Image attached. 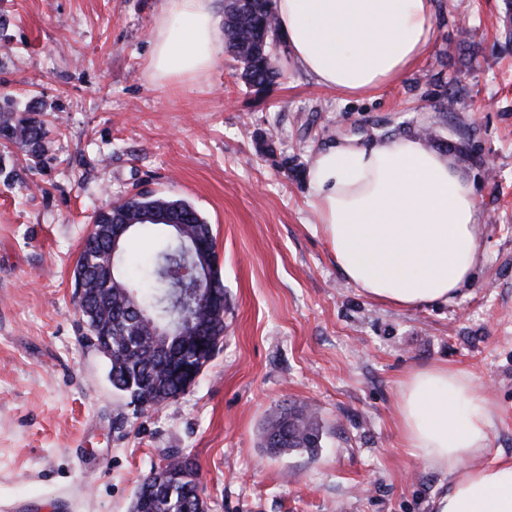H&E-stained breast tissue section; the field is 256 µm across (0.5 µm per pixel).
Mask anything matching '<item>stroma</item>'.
Wrapping results in <instances>:
<instances>
[{
	"mask_svg": "<svg viewBox=\"0 0 512 512\" xmlns=\"http://www.w3.org/2000/svg\"><path fill=\"white\" fill-rule=\"evenodd\" d=\"M161 0H0V97L44 111L48 150L0 148V512H129L167 454L209 512H430L451 478L402 445L399 383L447 364L494 421L476 466L512 458V42L507 0H435L433 46L366 95L317 85L278 49L257 97L222 53L153 78ZM437 131L476 188L484 249L449 303L405 310L347 282L316 231L314 154ZM270 136L275 154L260 152ZM139 189L211 224L224 339L180 399L137 413L82 343L72 273L96 210ZM312 407L316 455H273L279 405Z\"/></svg>",
	"mask_w": 512,
	"mask_h": 512,
	"instance_id": "1",
	"label": "stroma"
}]
</instances>
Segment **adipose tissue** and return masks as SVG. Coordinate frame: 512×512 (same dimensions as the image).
<instances>
[{
	"label": "adipose tissue",
	"instance_id": "obj_1",
	"mask_svg": "<svg viewBox=\"0 0 512 512\" xmlns=\"http://www.w3.org/2000/svg\"><path fill=\"white\" fill-rule=\"evenodd\" d=\"M294 63L315 83L363 95L400 81L434 41L433 0H275ZM156 77L211 68L223 44L213 0H162ZM312 207L346 280L406 309L453 301L482 251L481 209L455 159L416 135L320 152ZM405 447L453 477L431 512H512V459L470 468L493 415L463 370L438 364L400 383Z\"/></svg>",
	"mask_w": 512,
	"mask_h": 512
}]
</instances>
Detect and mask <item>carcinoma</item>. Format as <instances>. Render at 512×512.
Here are the masks:
<instances>
[{
	"label": "carcinoma",
	"instance_id": "obj_1",
	"mask_svg": "<svg viewBox=\"0 0 512 512\" xmlns=\"http://www.w3.org/2000/svg\"><path fill=\"white\" fill-rule=\"evenodd\" d=\"M256 8L240 12L237 0H224V38L227 51L240 63L239 78L252 83L271 84L280 76L273 47L280 39L279 23L272 0H254ZM36 111L18 113L13 104L0 105V139L21 142L34 154L43 152L47 135L44 121ZM164 212L184 225V231L199 241L215 246L212 227L189 202L152 192L135 193L117 207L108 206L95 217L97 224L116 220H136ZM105 229L92 232L83 243L80 258L86 264L74 269V288L84 289L76 301L81 312L88 344L105 340L112 346V386L130 397L135 410L145 411L180 397L185 392L181 365L211 359L209 352L187 348L190 337L153 336L149 325L137 320V311L146 310L160 322H170L183 291L175 274L184 262L177 246L162 239L141 277L118 261L116 282L104 279L101 270L111 257ZM187 314L206 321L215 336H224V314L210 306L211 290L202 285L190 297ZM322 428L316 412L297 403L281 405L261 433L263 447L278 453L315 454L321 447ZM167 469L154 467L140 487H149L148 496H136L131 512H183L185 504L201 492L197 466L185 456H168Z\"/></svg>",
	"mask_w": 512,
	"mask_h": 512
}]
</instances>
